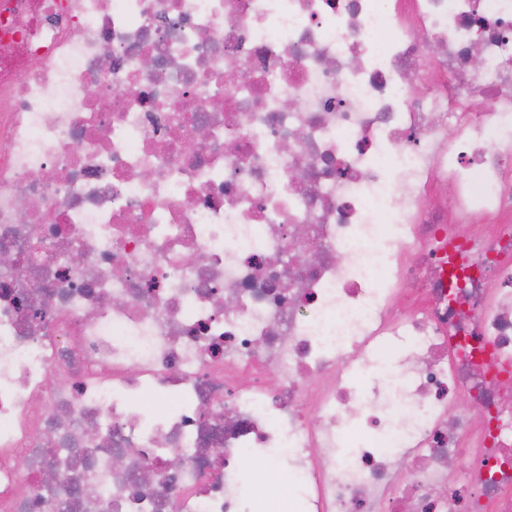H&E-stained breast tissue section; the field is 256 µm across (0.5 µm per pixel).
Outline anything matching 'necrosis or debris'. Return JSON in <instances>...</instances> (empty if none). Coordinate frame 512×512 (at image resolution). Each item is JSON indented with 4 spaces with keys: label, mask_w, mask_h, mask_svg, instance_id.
<instances>
[{
    "label": "necrosis or debris",
    "mask_w": 512,
    "mask_h": 512,
    "mask_svg": "<svg viewBox=\"0 0 512 512\" xmlns=\"http://www.w3.org/2000/svg\"><path fill=\"white\" fill-rule=\"evenodd\" d=\"M0 512H512V0H0Z\"/></svg>",
    "instance_id": "4bbe7bcc"
}]
</instances>
